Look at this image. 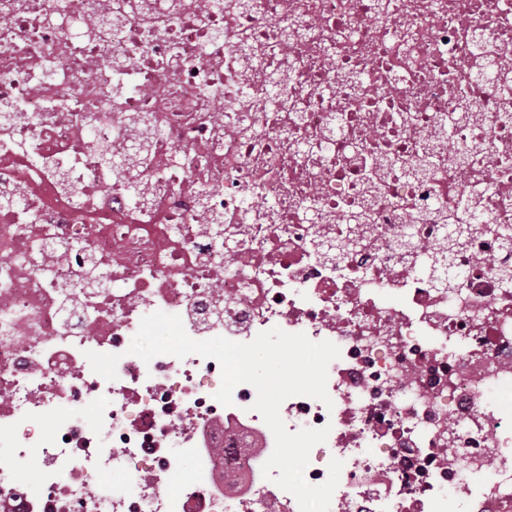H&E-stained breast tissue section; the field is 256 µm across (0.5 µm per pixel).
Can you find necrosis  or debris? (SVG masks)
Listing matches in <instances>:
<instances>
[{"instance_id":"4bbe7bcc","label":"necrosis or debris","mask_w":512,"mask_h":512,"mask_svg":"<svg viewBox=\"0 0 512 512\" xmlns=\"http://www.w3.org/2000/svg\"><path fill=\"white\" fill-rule=\"evenodd\" d=\"M112 2L0 0V512H300L252 385L224 406L216 360L130 354L157 311L339 347L330 403L280 407L330 429L304 471L342 461L329 512H512V0ZM471 231L472 227L470 224H451L446 241H443V244L436 248L431 255L432 262L437 263L440 261L445 254V250L448 252V249L451 247H464Z\"/></svg>"}]
</instances>
